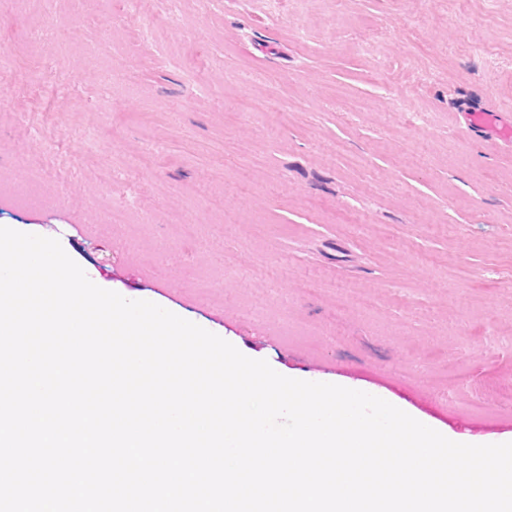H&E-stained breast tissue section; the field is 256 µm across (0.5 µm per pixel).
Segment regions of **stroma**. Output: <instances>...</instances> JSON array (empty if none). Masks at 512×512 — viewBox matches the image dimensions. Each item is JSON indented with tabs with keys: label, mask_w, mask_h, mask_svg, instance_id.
Segmentation results:
<instances>
[{
	"label": "stroma",
	"mask_w": 512,
	"mask_h": 512,
	"mask_svg": "<svg viewBox=\"0 0 512 512\" xmlns=\"http://www.w3.org/2000/svg\"><path fill=\"white\" fill-rule=\"evenodd\" d=\"M464 104L512 116V0H0V225L284 376L505 442L512 149Z\"/></svg>",
	"instance_id": "stroma-1"
}]
</instances>
